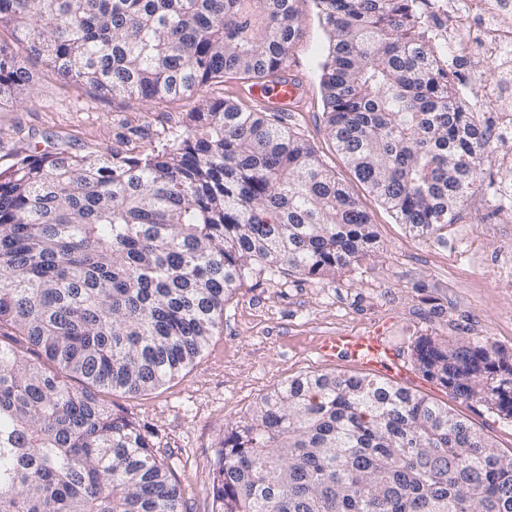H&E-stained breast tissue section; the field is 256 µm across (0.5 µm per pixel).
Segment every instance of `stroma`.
<instances>
[{
	"instance_id": "stroma-1",
	"label": "stroma",
	"mask_w": 512,
	"mask_h": 512,
	"mask_svg": "<svg viewBox=\"0 0 512 512\" xmlns=\"http://www.w3.org/2000/svg\"><path fill=\"white\" fill-rule=\"evenodd\" d=\"M301 9L305 35L289 50L288 63L306 79L305 109L282 120L369 213L379 248L330 282L295 274L244 283L224 307L222 332L178 377L136 397L101 392L112 410L150 428L165 446L185 489L183 512H211L214 460L224 432L260 396L301 375H365L352 361L318 356L320 341L340 332L381 337L407 371L398 386L448 405L512 453V421L426 378L412 356L421 336L488 343L512 353V291L496 289L492 279L497 260L512 249V218L492 212L484 196L502 176L497 158L491 153L482 160V188L461 221L449 225L447 245L409 235L356 180L326 135L319 75L328 37L313 0H302ZM24 65L30 74L26 101L0 109V170L25 149L51 144L78 155L157 150L198 104L194 98H102L63 85L43 60L29 58Z\"/></svg>"
}]
</instances>
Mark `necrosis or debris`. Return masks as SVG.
Returning a JSON list of instances; mask_svg holds the SVG:
<instances>
[{"mask_svg": "<svg viewBox=\"0 0 512 512\" xmlns=\"http://www.w3.org/2000/svg\"><path fill=\"white\" fill-rule=\"evenodd\" d=\"M422 20L449 62L460 56L461 41L478 46L490 60L488 76L465 77L459 95L479 113L492 110L503 180L492 200L512 196V0H424Z\"/></svg>", "mask_w": 512, "mask_h": 512, "instance_id": "necrosis-or-debris-1", "label": "necrosis or debris"}]
</instances>
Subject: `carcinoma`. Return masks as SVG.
<instances>
[{
  "instance_id": "cac0c4a2",
  "label": "carcinoma",
  "mask_w": 512,
  "mask_h": 512,
  "mask_svg": "<svg viewBox=\"0 0 512 512\" xmlns=\"http://www.w3.org/2000/svg\"><path fill=\"white\" fill-rule=\"evenodd\" d=\"M315 2L327 136L397 223L448 245L491 131L417 0ZM2 27L0 105L23 102L28 56L104 98L175 100L276 74L304 35L300 0H0ZM376 245L303 136L229 99L157 152L25 151L0 171V512H183L155 433L98 393L177 376L246 280L326 281ZM413 358L512 420V354L420 336ZM212 512H512V454L388 381L315 373L224 431Z\"/></svg>"
}]
</instances>
